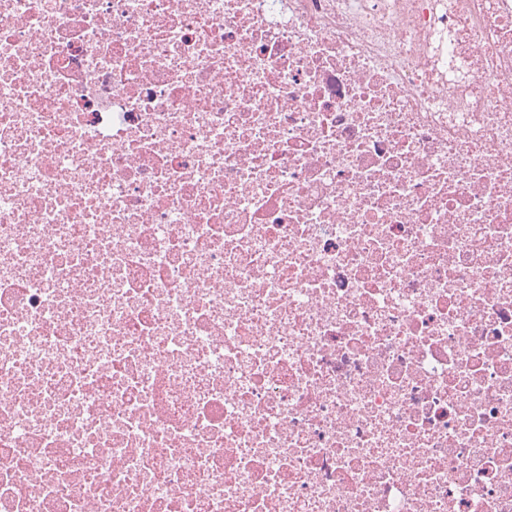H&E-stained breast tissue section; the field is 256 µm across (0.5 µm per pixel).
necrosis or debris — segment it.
Returning a JSON list of instances; mask_svg holds the SVG:
<instances>
[{
    "label": "necrosis or debris",
    "mask_w": 512,
    "mask_h": 512,
    "mask_svg": "<svg viewBox=\"0 0 512 512\" xmlns=\"http://www.w3.org/2000/svg\"><path fill=\"white\" fill-rule=\"evenodd\" d=\"M0 512H512V0H0Z\"/></svg>",
    "instance_id": "1"
}]
</instances>
